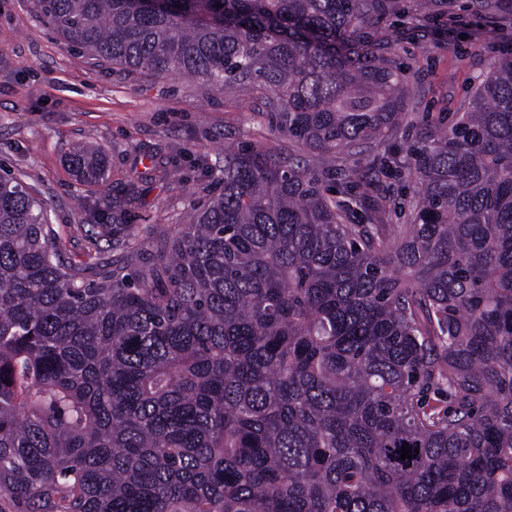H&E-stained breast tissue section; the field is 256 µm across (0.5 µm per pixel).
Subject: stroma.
Masks as SVG:
<instances>
[{
	"mask_svg": "<svg viewBox=\"0 0 512 512\" xmlns=\"http://www.w3.org/2000/svg\"><path fill=\"white\" fill-rule=\"evenodd\" d=\"M404 78L400 159L412 163L423 120L450 127L493 62L512 57V0L474 15L471 0L410 10L381 45ZM259 102L221 87L130 74L63 46L32 0H0V169L23 177L48 208L74 261L86 260L83 227L108 224L97 187L68 163L80 145L101 148L111 199L138 230L140 261L156 250L153 225L182 223L191 201L219 191L223 148L291 149L263 121ZM136 191H129V184Z\"/></svg>",
	"mask_w": 512,
	"mask_h": 512,
	"instance_id": "stroma-1",
	"label": "stroma"
}]
</instances>
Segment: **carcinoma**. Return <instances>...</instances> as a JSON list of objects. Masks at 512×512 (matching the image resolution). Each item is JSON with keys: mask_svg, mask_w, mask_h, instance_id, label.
<instances>
[{"mask_svg": "<svg viewBox=\"0 0 512 512\" xmlns=\"http://www.w3.org/2000/svg\"><path fill=\"white\" fill-rule=\"evenodd\" d=\"M396 2L33 0L69 48L261 94L312 157L224 148L137 275L0 174V512H512V60L402 170ZM70 161L110 207L104 153Z\"/></svg>", "mask_w": 512, "mask_h": 512, "instance_id": "cac0c4a2", "label": "carcinoma"}]
</instances>
